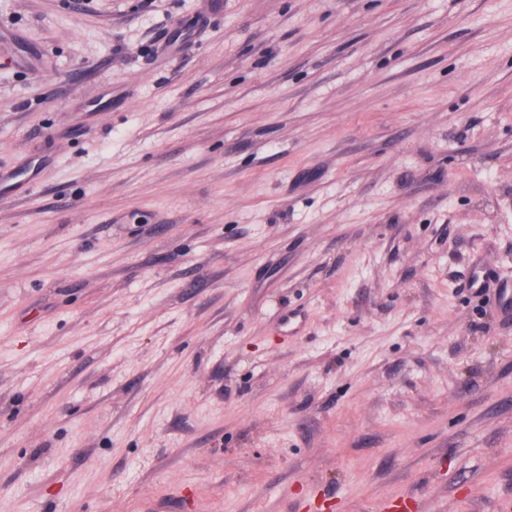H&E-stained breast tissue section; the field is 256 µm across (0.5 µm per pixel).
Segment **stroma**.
<instances>
[{
    "instance_id": "35a3bbf8",
    "label": "stroma",
    "mask_w": 512,
    "mask_h": 512,
    "mask_svg": "<svg viewBox=\"0 0 512 512\" xmlns=\"http://www.w3.org/2000/svg\"><path fill=\"white\" fill-rule=\"evenodd\" d=\"M0 512H505L512 0H0Z\"/></svg>"
}]
</instances>
